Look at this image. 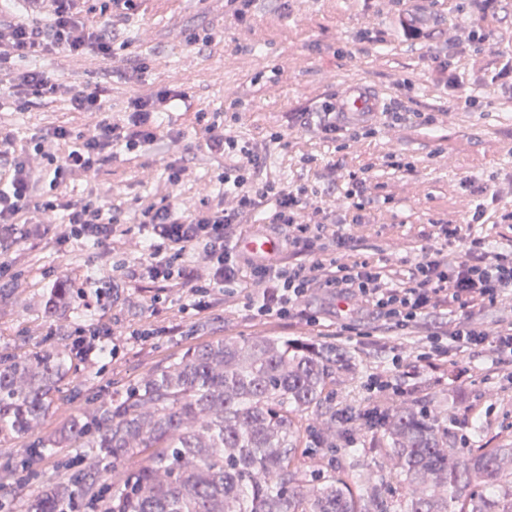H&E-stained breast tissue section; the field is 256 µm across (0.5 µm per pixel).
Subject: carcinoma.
<instances>
[{
	"mask_svg": "<svg viewBox=\"0 0 512 512\" xmlns=\"http://www.w3.org/2000/svg\"><path fill=\"white\" fill-rule=\"evenodd\" d=\"M70 303L61 281L45 310ZM67 357L65 348L0 357V441L49 416ZM354 368L349 352L327 341L197 343L120 398L35 439L27 464L45 449L90 448L100 465L46 482L25 512H391L356 449H336L338 412L352 416V434L383 417L378 447L400 512H512V443L460 453L437 415L405 402L338 411L337 377ZM314 418L322 428L310 426ZM135 455L141 463L130 469Z\"/></svg>",
	"mask_w": 512,
	"mask_h": 512,
	"instance_id": "cac0c4a2",
	"label": "carcinoma"
}]
</instances>
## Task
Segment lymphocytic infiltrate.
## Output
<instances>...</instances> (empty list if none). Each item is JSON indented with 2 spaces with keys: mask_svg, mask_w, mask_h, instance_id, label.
<instances>
[{
  "mask_svg": "<svg viewBox=\"0 0 512 512\" xmlns=\"http://www.w3.org/2000/svg\"><path fill=\"white\" fill-rule=\"evenodd\" d=\"M27 2L22 19L8 18L6 5H0V100L15 99L25 110L63 94L70 111L92 113L95 122L80 130L52 121L22 142L0 127V243L28 239L35 228L61 247L74 240L106 250L133 243L139 255L134 275L186 289L199 316L240 300L255 316L302 319L312 326L318 318L308 313V302L320 288L337 299L361 302L390 332H405L445 314L453 319L452 330L433 332L428 345L410 359L394 357L395 366L417 375L437 361L456 364L476 347L496 364L512 365V321L490 330L474 318L475 312L512 297V250L477 232L486 222L484 198L500 196L497 185L465 179L480 204L466 223H435L428 245L414 259L356 256L352 227L361 223L372 201L371 167L348 172L337 158L328 163L338 174L330 183L301 178L285 184L267 175L266 159L290 129L313 130L331 142L342 136L356 142L374 136L376 127L343 124L328 106L314 119L305 112L289 113L286 128L245 140L233 131L239 120L234 98L231 111L196 112L200 138L194 148H185L181 130L169 119L186 102L185 91L163 86L130 98L125 110L116 113L106 87L76 88L39 65L40 59L59 54L93 52L106 61L121 60L132 72H146V62L129 50L120 30L140 0ZM89 11L99 14L98 23L87 21ZM18 60L24 63L19 70L14 67ZM161 142L169 186L190 182L196 150L216 159L222 191L203 194L189 207L168 194L130 200L118 194L106 199L96 191L71 195L74 173L135 159ZM340 205L346 218L336 215ZM247 224L278 233L281 253L246 257L238 245Z\"/></svg>",
  "mask_w": 512,
  "mask_h": 512,
  "instance_id": "1",
  "label": "lymphocytic infiltrate"
}]
</instances>
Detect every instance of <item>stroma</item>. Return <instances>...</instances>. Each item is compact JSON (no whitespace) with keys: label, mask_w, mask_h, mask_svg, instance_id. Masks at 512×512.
Returning a JSON list of instances; mask_svg holds the SVG:
<instances>
[{"label":"stroma","mask_w":512,"mask_h":512,"mask_svg":"<svg viewBox=\"0 0 512 512\" xmlns=\"http://www.w3.org/2000/svg\"><path fill=\"white\" fill-rule=\"evenodd\" d=\"M472 10L468 0H252L244 18L233 16L224 0H142L137 14L122 27L132 47L150 65L141 79L114 71L111 63L88 53L75 59L56 56L43 66L61 82L82 86L106 84L113 110L125 108L130 97L167 86L185 89L189 105L173 112V123L184 134V146H194L200 136L195 112L204 108L223 110L227 97L242 105L234 127L249 138L282 125L288 113L317 112L322 105L349 88H364L380 103L396 100L412 112H432L437 122L424 126L416 121L392 126L383 116L373 118L376 136L352 143L345 153L346 168L359 171L373 165L377 190L368 206L364 224L357 228L359 256L393 260L413 259L432 223H464L478 199L462 185L464 178L493 180L504 186L512 181V97L490 94L482 110L465 111L444 84L427 80L423 67L434 53L462 49L467 34L459 21ZM419 16L430 30L428 41H408L396 25L398 13ZM379 30L378 41H360L364 27ZM491 31L498 54L466 57L465 80L487 81L504 58L512 57V0H499L481 22ZM212 36L204 51L187 45L189 33ZM412 79L414 88L401 84ZM58 119L80 128H91L95 117L70 111L64 98L49 100L37 109L0 110V125L26 140L44 122ZM316 157L309 176L321 182L331 179L328 161L335 158L333 143L306 132L287 134L284 144L274 145L267 170L288 181L300 169L302 155ZM394 154L410 162L411 170L386 166ZM166 149L156 146L130 161H118L96 173L75 174L69 189L74 197L93 190L118 191L126 198L173 192L191 204L199 199L198 188L209 181L215 163L205 154L195 157V181L169 188L165 172ZM11 266L12 280H0V354H21L71 342L75 329L92 323L113 328L107 342L112 356L91 361L73 360L77 383H63L51 417L43 426L51 433L63 421L82 414L99 400L116 398L148 370L180 358L195 343L217 338L245 339L280 336L288 339L326 340L348 348L356 357L354 371L336 385V406L365 408L391 404L390 392L370 391L374 377L391 379L406 390L405 400L435 408L456 440L458 451L473 448L472 429L483 424L482 440L489 446L512 442V376L495 368L481 353L461 361L456 368L425 370L419 378L402 377L392 366L394 353L410 354L426 342L431 328L446 326L439 315L429 325L405 336L379 328L367 312L351 314L359 335L342 336L340 302L318 294L312 310L316 325L305 321L255 319L241 306L217 307L206 318L188 311L189 298L181 289L159 291L146 279H117L103 301L95 291L100 275L112 266L136 264V254L124 244L112 251L81 240L59 250L49 239L30 236L26 241L0 247V262ZM67 281L73 289L72 309L48 315L45 300L55 283ZM160 304H153L154 296ZM176 327L173 336L143 339L128 335L131 327ZM374 432L362 430L355 446L357 460L373 481L391 486L392 479ZM81 456L90 461V449L61 448L56 454L34 459L29 471L20 473L21 490L14 495V512H23L24 501L43 483L63 478L58 459Z\"/></svg>","instance_id":"obj_1"}]
</instances>
